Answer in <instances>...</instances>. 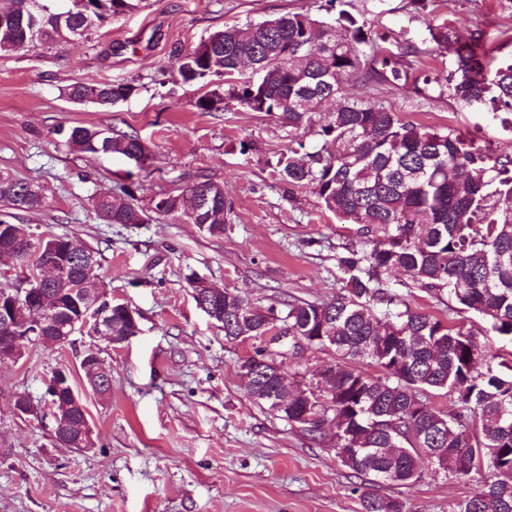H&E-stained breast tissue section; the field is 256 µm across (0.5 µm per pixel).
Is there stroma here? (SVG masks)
Instances as JSON below:
<instances>
[{
	"instance_id": "1",
	"label": "stroma",
	"mask_w": 512,
	"mask_h": 512,
	"mask_svg": "<svg viewBox=\"0 0 512 512\" xmlns=\"http://www.w3.org/2000/svg\"><path fill=\"white\" fill-rule=\"evenodd\" d=\"M334 20L345 10L366 21L383 47L421 52L432 81L423 93L376 85L375 100L399 107L406 120L457 128L493 153L512 157V117L473 110L446 86L450 57H430L431 27L448 24L465 39L483 30L512 60V0H141L138 8L91 40L60 53L22 50L0 55V171L41 185L37 211L0 215L37 235H68L98 253L97 274L113 302L137 313L139 331L96 349L112 372V393L94 394L79 367L83 343L27 345L15 363L0 364V512H363L358 478L341 465L332 434L314 443L247 394L242 364L252 341H227L220 324L197 308L189 279L240 291L266 307L291 297L331 301L340 290L336 257L365 239L338 223L307 188L288 189L275 163L295 136L280 119L229 105L199 111L203 90L184 82L180 52L224 27L287 12ZM130 82L136 93L102 108L70 102L83 82ZM104 126L138 136L150 152L139 169L120 155L72 149L60 126ZM255 144L241 153V141ZM223 185L234 211L220 236L173 217L147 224H106L97 196L133 185L136 205L195 182ZM401 297L413 310L465 323L487 356L512 346L488 333L483 319L417 288ZM87 408L94 445L58 444L49 421L18 416L14 397L42 405L45 382L60 367ZM481 484L426 468L410 485L384 482L372 493L404 503L406 512H452Z\"/></svg>"
}]
</instances>
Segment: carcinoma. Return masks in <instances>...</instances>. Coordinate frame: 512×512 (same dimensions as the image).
Wrapping results in <instances>:
<instances>
[{"instance_id": "cac0c4a2", "label": "carcinoma", "mask_w": 512, "mask_h": 512, "mask_svg": "<svg viewBox=\"0 0 512 512\" xmlns=\"http://www.w3.org/2000/svg\"><path fill=\"white\" fill-rule=\"evenodd\" d=\"M137 0H0V9L17 19L0 26V54L22 47L49 51L66 44L76 30L84 37L132 11ZM96 17L86 24L85 13ZM434 51L453 56L448 90L465 105L491 106L512 115V63L497 61L498 46L477 31L454 39L446 24L430 30ZM213 55L197 50L180 56L186 82L211 87L196 103L202 112L224 110L227 101L268 116L278 114L304 130L276 162L280 179L310 188L319 205L342 224H359L373 236L371 247L346 249L336 256L339 294L330 302L302 299L255 307L236 290H224V337L263 341L265 336H305L334 361L312 370L330 377L333 395L318 401L313 383L308 396L293 397L288 411L309 412L311 421L288 416L310 439L335 428L334 450L354 476L369 482L413 483L423 464L467 479L488 473L453 512H512V375L485 362V350L461 323L431 313L401 309L389 286L393 272L437 298L444 296L477 313L488 330L512 342V159L452 129L417 125L395 107L375 101L374 84L408 88L411 65L389 53L366 23L341 11L332 22L307 11L288 12L252 23L246 30L226 27L211 33ZM361 90L343 93L341 80ZM98 91L96 105L111 107L136 91L131 83H75L70 97ZM332 142L335 150L313 149L304 136ZM67 143L79 152L118 154L140 150V139L112 128L71 126ZM303 155V162L296 160ZM0 173V203L19 210L44 206L42 188ZM209 194L210 204L191 223L212 235L224 234L232 205L224 187L200 181L165 195L162 215L182 217L187 203ZM134 200L130 184L95 201L112 224H143L147 215ZM15 239L0 233V248L10 246L30 260L41 239L20 224L0 219ZM86 264L70 267L56 289L44 293L37 309L61 308L67 288H94L108 310L112 334L125 336L131 325L123 308L112 303L99 280L97 252L84 251ZM368 361L378 374L360 367ZM445 392L450 410L434 407L429 397ZM363 512H405L399 500L366 493Z\"/></svg>"}]
</instances>
